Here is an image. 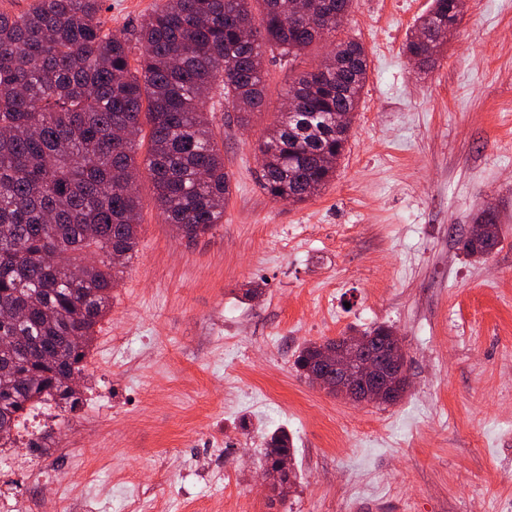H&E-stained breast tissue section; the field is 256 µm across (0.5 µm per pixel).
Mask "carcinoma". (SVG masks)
<instances>
[{"label":"carcinoma","mask_w":512,"mask_h":512,"mask_svg":"<svg viewBox=\"0 0 512 512\" xmlns=\"http://www.w3.org/2000/svg\"><path fill=\"white\" fill-rule=\"evenodd\" d=\"M308 15L289 22L288 5ZM353 0H165L130 33L105 28L101 0H34L19 14L0 11V440L41 398L74 405L96 327L112 288L137 252L147 172L164 223L196 238L224 222L230 195L224 153L207 105L236 113L242 126L265 101L266 49L297 58L322 40L326 18L349 16ZM438 22L454 24L453 0H433ZM253 27L252 40L243 37ZM337 67L301 71L283 113L259 144L258 184L275 200L303 202L332 178L367 80L356 40H334ZM409 55L428 64L440 47L412 34ZM330 112H345L336 127ZM147 145L143 160L139 149ZM485 235L459 238L482 259L500 243L487 211ZM320 342L295 354L306 368ZM285 430L265 436L263 466L294 456Z\"/></svg>","instance_id":"carcinoma-1"}]
</instances>
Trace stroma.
<instances>
[{
	"label": "stroma",
	"instance_id": "obj_1",
	"mask_svg": "<svg viewBox=\"0 0 512 512\" xmlns=\"http://www.w3.org/2000/svg\"><path fill=\"white\" fill-rule=\"evenodd\" d=\"M162 0H102L130 30ZM431 0H353L340 35L368 79L336 172L302 203L264 194L258 144L291 78L266 52V97L249 127L212 115L232 191L196 239L165 224L141 177L138 251L112 291L75 408L40 439L72 443L54 481L0 473L17 499L62 496L73 512H498L512 499V0H467L430 66L405 43ZM490 210L501 241H457ZM262 294L248 299L245 291ZM379 324L407 353L396 404H350L296 373L298 348ZM294 438L300 482L279 498L263 438Z\"/></svg>",
	"mask_w": 512,
	"mask_h": 512
}]
</instances>
